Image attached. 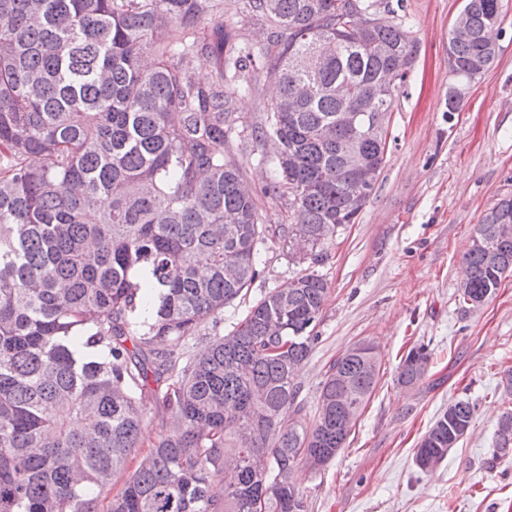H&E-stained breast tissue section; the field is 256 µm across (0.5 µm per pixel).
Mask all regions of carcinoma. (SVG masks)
Instances as JSON below:
<instances>
[{"mask_svg": "<svg viewBox=\"0 0 512 512\" xmlns=\"http://www.w3.org/2000/svg\"><path fill=\"white\" fill-rule=\"evenodd\" d=\"M372 6L382 17L369 25ZM233 9L261 39L224 24ZM501 22L502 0H466L457 15L448 111L496 63L488 33ZM202 60L214 64L205 83ZM406 61L415 39L390 0H0V512H99L147 398L170 429L107 512H308L294 468L320 470L345 447L379 348L337 357L307 420L298 378L328 294L313 271L199 354L186 348L259 276L266 234L304 243L316 264L355 223L386 163ZM268 76L278 97L261 122L240 120L224 84L256 92ZM382 87L392 94L374 98ZM349 106L384 125L357 139L338 121ZM232 137L243 152L274 143L266 194L288 199L290 223H261L239 163L218 149ZM355 147L372 169L358 193ZM464 263L465 305L512 276V197L476 225ZM429 362L426 345L410 349L398 385L421 382ZM474 411L448 405L415 451L420 471L445 460ZM494 453H512V411Z\"/></svg>", "mask_w": 512, "mask_h": 512, "instance_id": "carcinoma-1", "label": "carcinoma"}]
</instances>
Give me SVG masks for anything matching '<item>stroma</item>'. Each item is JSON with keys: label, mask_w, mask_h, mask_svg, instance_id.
<instances>
[{"label": "stroma", "mask_w": 512, "mask_h": 512, "mask_svg": "<svg viewBox=\"0 0 512 512\" xmlns=\"http://www.w3.org/2000/svg\"><path fill=\"white\" fill-rule=\"evenodd\" d=\"M416 59L396 98L389 150L373 195L356 223L324 247L315 270L328 294L320 339L301 368V395L315 413L332 361L354 343L373 341L383 357L378 385L345 448L326 467L300 466L297 483L308 512H512V456H493L500 415L512 410V277L483 306L458 300L462 258L474 227L499 199L512 197V0L493 34L496 64L448 109V32L462 0H407ZM273 78L255 93L226 86L237 113L256 122L275 95ZM239 162L264 224L288 221L285 204L266 194L275 177L260 154L224 146ZM259 277L225 307L229 332L250 307L288 287L304 266L278 239L258 250ZM418 343L432 352L428 375L414 388L396 382L403 354ZM475 403L469 433L433 472L419 473L414 452L448 404ZM169 415L145 406L140 446L112 480L120 490L167 431Z\"/></svg>", "instance_id": "stroma-1"}]
</instances>
